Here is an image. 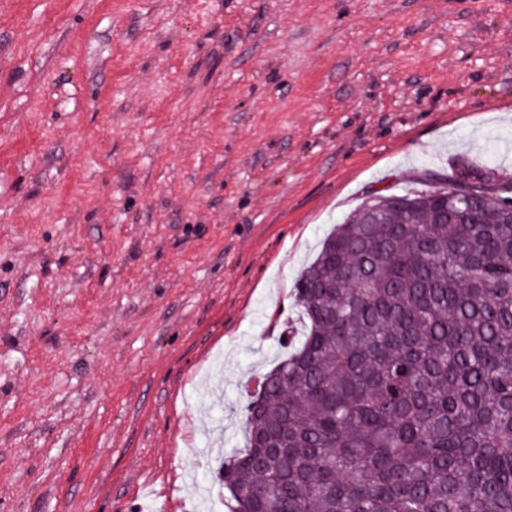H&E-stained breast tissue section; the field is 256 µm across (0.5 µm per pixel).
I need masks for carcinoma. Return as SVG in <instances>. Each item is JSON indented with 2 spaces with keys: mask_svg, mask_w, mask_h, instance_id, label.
Here are the masks:
<instances>
[{
  "mask_svg": "<svg viewBox=\"0 0 512 512\" xmlns=\"http://www.w3.org/2000/svg\"><path fill=\"white\" fill-rule=\"evenodd\" d=\"M405 190L360 206L295 284L298 346L245 406L224 461L232 512H512V185ZM448 199V223L431 222Z\"/></svg>",
  "mask_w": 512,
  "mask_h": 512,
  "instance_id": "cac0c4a2",
  "label": "carcinoma"
}]
</instances>
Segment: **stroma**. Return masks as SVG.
Wrapping results in <instances>:
<instances>
[{"instance_id": "obj_1", "label": "stroma", "mask_w": 512, "mask_h": 512, "mask_svg": "<svg viewBox=\"0 0 512 512\" xmlns=\"http://www.w3.org/2000/svg\"><path fill=\"white\" fill-rule=\"evenodd\" d=\"M511 147L512 0H0V512H229L320 240Z\"/></svg>"}]
</instances>
